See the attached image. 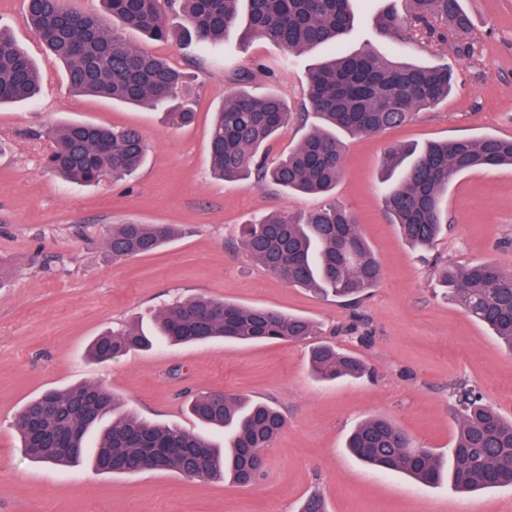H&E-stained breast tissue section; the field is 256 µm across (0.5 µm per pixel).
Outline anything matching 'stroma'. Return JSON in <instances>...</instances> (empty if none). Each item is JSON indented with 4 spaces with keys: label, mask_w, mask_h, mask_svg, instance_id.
Listing matches in <instances>:
<instances>
[{
    "label": "stroma",
    "mask_w": 512,
    "mask_h": 512,
    "mask_svg": "<svg viewBox=\"0 0 512 512\" xmlns=\"http://www.w3.org/2000/svg\"><path fill=\"white\" fill-rule=\"evenodd\" d=\"M412 27L405 0H354L355 50L425 65H453L448 99L372 136H344V171L331 196L289 194L249 178H214L208 162L212 113L238 89L276 91L300 112L308 72L323 58L264 40L202 49L155 41L128 30L125 41L169 60L186 79L181 97L194 124L170 129L159 109L77 98L60 63L29 29L23 0H0L8 28L42 74L39 97L0 105V512H299L320 494L329 512H512V485L460 494L368 467L345 448L350 430L373 416L395 421L417 444L448 454L457 433L450 388L476 387L512 418V354L436 290V265L485 262L512 271V167L474 170L448 185L450 227L419 257L389 224L379 178L386 148L486 134L512 137V0H464L472 50L423 43L406 50L377 37L384 7ZM82 120L142 135L147 157L133 176L83 186L44 167L47 140L36 130ZM344 205L382 262L377 288L345 306L288 286L253 261L241 227L275 210L291 213ZM172 224L178 234L156 252L115 261L104 248L110 225ZM205 294L242 307L301 314L318 341L367 364L369 376L318 382L308 370L310 344L241 345L214 341L158 346L97 365L84 352L105 330L150 316L177 299ZM100 384L121 394L129 412L191 433L186 410L198 392L220 391L275 404L285 426L269 448L258 481L237 485L175 472L112 476L78 464L58 468L29 459L13 426L21 408L51 389Z\"/></svg>",
    "instance_id": "stroma-1"
}]
</instances>
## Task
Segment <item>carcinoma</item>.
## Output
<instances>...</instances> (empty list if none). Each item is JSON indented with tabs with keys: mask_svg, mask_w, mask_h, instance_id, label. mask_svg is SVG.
<instances>
[{
	"mask_svg": "<svg viewBox=\"0 0 512 512\" xmlns=\"http://www.w3.org/2000/svg\"><path fill=\"white\" fill-rule=\"evenodd\" d=\"M352 0H100L102 12L75 11L68 0H24L32 30L63 63L68 87L77 96H93L133 105L163 107L173 128L193 123L196 112L171 104L185 76L167 60L127 44L119 29L168 39L166 10L178 9L189 38L208 47L242 29L241 39L261 38L301 54L336 45L354 26ZM416 31L432 42L457 38V52L470 54L459 40L471 28L463 0H406ZM112 17L118 26L104 23ZM375 32L402 37L398 16L379 11ZM454 73L445 65L415 66L372 53L335 52L309 73L306 98L318 124L288 155L267 164L259 150L288 125L292 113L277 92L254 96L239 90L224 101L211 124L209 163L214 174L240 180L256 173L287 192L325 194L336 188L343 168L337 132L374 135L399 126L414 113L448 98ZM41 73L29 55L0 30V104L31 101ZM51 142L47 168L65 178L92 184L106 177L122 180L145 160V144L135 129H117L71 121L42 132ZM512 166V138L485 135L388 148L385 174L401 170L382 188L391 223L413 248L430 249L447 228L443 201L448 184L475 169ZM171 224H114L105 236L114 260L151 254L171 241ZM250 258L291 287L340 302L360 299L380 281L382 264L357 229L352 215L334 202L300 215L271 213L243 231ZM445 296L488 328L512 353V272L490 263L447 268L441 276ZM150 333L124 327L97 337L89 348L108 362L157 344H200L224 339L256 344L302 341L316 335L307 317L264 307L197 296L176 300L152 317ZM309 368L319 381L360 378L364 361L335 346L316 342ZM457 434L451 462L431 448H420L394 422L374 417L360 422L346 447L361 461L384 472L406 475L425 485L447 480L457 492L512 485V419L484 401L473 386L450 391ZM189 413L202 425L224 432V445L177 426L141 420L124 399L100 385L48 390L18 413L16 427L25 453L46 464H75L84 457L88 432L109 420L98 435L91 465L99 473L174 471L190 478L248 484L258 475L251 459L270 446L283 429L281 412L222 392L197 394Z\"/></svg>",
	"mask_w": 512,
	"mask_h": 512,
	"instance_id": "carcinoma-1",
	"label": "carcinoma"
}]
</instances>
